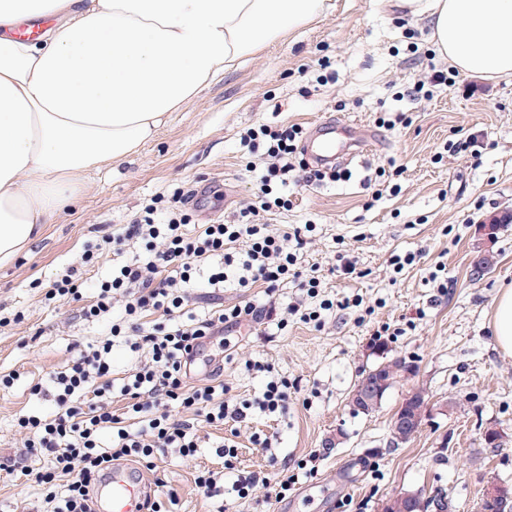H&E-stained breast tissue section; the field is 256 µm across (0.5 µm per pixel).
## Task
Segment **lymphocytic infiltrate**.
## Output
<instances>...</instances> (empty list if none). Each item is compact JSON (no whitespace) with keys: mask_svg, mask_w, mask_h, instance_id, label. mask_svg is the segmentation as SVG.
<instances>
[{"mask_svg":"<svg viewBox=\"0 0 512 512\" xmlns=\"http://www.w3.org/2000/svg\"><path fill=\"white\" fill-rule=\"evenodd\" d=\"M303 130L292 125L247 129L240 144L248 153L262 152L266 167L257 181V205L231 219L192 228L194 190L176 188L165 209L146 207L121 234L104 238L81 254L76 266L50 282L47 301L63 305L78 300L87 287L83 270L105 253L121 256L108 280L97 285L96 301L84 308L85 319L107 323L109 336L97 343L74 342L73 356L34 392L50 401L41 415L17 420L24 445L48 458L35 474L42 486V512H96L98 485L112 465L132 462L154 470L165 451L192 458L198 453L195 421L210 424L247 421L254 411L273 414L288 406V381L268 380L252 399L231 403L213 363V376L195 384L189 366L224 331L254 314V307H233L184 317L193 288L220 289L232 284H262L275 291L288 278L298 279L309 304L301 322L318 320L335 303L322 293L318 276L301 279L304 240L300 231L278 233L262 221V213L287 208L292 184L317 185L346 179L342 170L308 163L301 148ZM161 313L160 322L144 317ZM123 343L134 362L121 388L124 407L112 406V346Z\"/></svg>","mask_w":512,"mask_h":512,"instance_id":"f902f5d3","label":"lymphocytic infiltrate"}]
</instances>
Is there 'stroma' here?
<instances>
[{
  "label": "stroma",
  "mask_w": 512,
  "mask_h": 512,
  "mask_svg": "<svg viewBox=\"0 0 512 512\" xmlns=\"http://www.w3.org/2000/svg\"><path fill=\"white\" fill-rule=\"evenodd\" d=\"M313 22L284 35L204 88L171 113L156 137L126 161L87 174L80 196L40 239L11 264L0 267V374H15L0 389V512H38L40 488L21 467L43 461L27 456L17 431L20 415L45 412L34 396L71 357L74 341L99 340L100 322L85 320L83 307L96 299L95 282L112 271L111 256L91 267L93 285L80 300L54 306L44 283L65 274L88 245L122 232L152 199L175 188L195 189V221L207 224L254 200L240 136L262 124L300 125L312 132L322 120L352 121L354 139L372 147L348 161L347 181L295 187L292 205L266 213L278 231L310 224L302 273L319 267L326 292L351 308L303 323L289 304L301 297L295 283L267 293L264 286H225L218 293L195 289L187 309L253 305L256 318L234 327L224 360L228 398H252L264 374L252 362L270 364L287 377L288 411L254 414L238 433L199 422L201 449L190 461L168 452L147 482L177 494L173 512H378L400 492L444 493L454 512H479L487 485L512 486V356L498 349L491 316L497 292L512 284V80L474 78L449 68L429 38L426 21L405 16L395 0H326ZM445 70L438 84L424 83L430 67ZM423 92H415V84ZM403 112L409 125L388 129L378 117ZM477 133L486 145L474 158L448 149L460 132ZM400 175L379 177L388 162ZM502 216L495 264L475 273L479 226ZM415 253L416 262L394 274L392 255ZM350 254L358 272H333L338 255ZM438 279H431V272ZM275 307L276 319L265 309ZM286 328H278L280 319ZM406 357L417 370L387 393L371 415L354 413L349 393L359 376L382 356ZM426 395L430 412L406 444L390 445V423L412 391ZM500 438L484 441L487 429ZM272 439L270 449L254 436ZM234 437L233 469L211 450ZM224 476V494L207 497L194 483L197 469ZM294 475L286 498L275 496L282 473ZM251 473L267 483L246 499L232 485Z\"/></svg>",
  "instance_id": "stroma-1"
}]
</instances>
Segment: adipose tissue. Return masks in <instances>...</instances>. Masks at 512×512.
<instances>
[{
	"mask_svg": "<svg viewBox=\"0 0 512 512\" xmlns=\"http://www.w3.org/2000/svg\"><path fill=\"white\" fill-rule=\"evenodd\" d=\"M459 72L512 77V0H401ZM325 0H0V266L217 77L317 18Z\"/></svg>",
	"mask_w": 512,
	"mask_h": 512,
	"instance_id": "ef3b65f1",
	"label": "adipose tissue"
}]
</instances>
